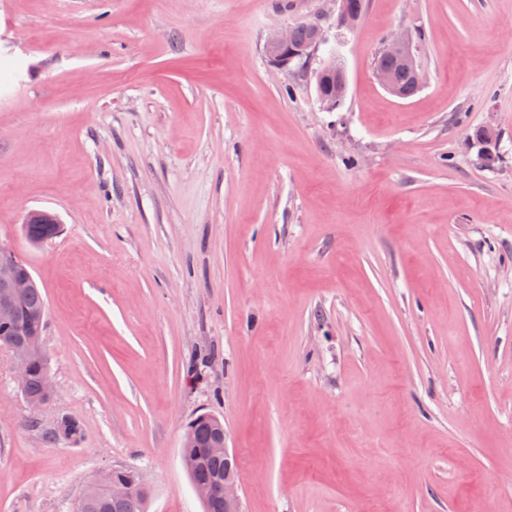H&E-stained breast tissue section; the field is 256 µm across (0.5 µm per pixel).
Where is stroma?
<instances>
[{
	"instance_id": "35a3bbf8",
	"label": "stroma",
	"mask_w": 512,
	"mask_h": 512,
	"mask_svg": "<svg viewBox=\"0 0 512 512\" xmlns=\"http://www.w3.org/2000/svg\"><path fill=\"white\" fill-rule=\"evenodd\" d=\"M309 21L334 112L264 52ZM399 30L407 99L374 72ZM0 244L54 381L31 413L0 351V512H74L113 468L203 512L201 413L243 512H512V0H366L350 30L333 0H0ZM411 43V33L402 31L393 33L386 39L380 54L384 58L399 60L411 73L412 78L409 73L393 61L383 58L378 59L379 64L393 70L395 79L407 98L413 96L417 92L414 85L417 89L421 88L423 85V74L411 52ZM375 73L380 84L385 90L390 94L401 98V89L388 70L377 65L375 66ZM58 223L55 215L34 211L28 215L25 225H23V232L30 242L35 244L43 243L57 237L59 233ZM221 429L224 431V453L214 450ZM186 433H191L195 445L193 448L182 449V462L192 484H210L219 490L224 483V502L218 491L213 502L209 504V509L213 510L206 511L204 508V512H242L238 495L239 479L231 472V467L234 468L232 461L237 466L236 457L228 446V433L223 421L210 414H200L188 423ZM193 488L198 499L207 505L210 493L199 490L197 483L193 484Z\"/></svg>"
}]
</instances>
